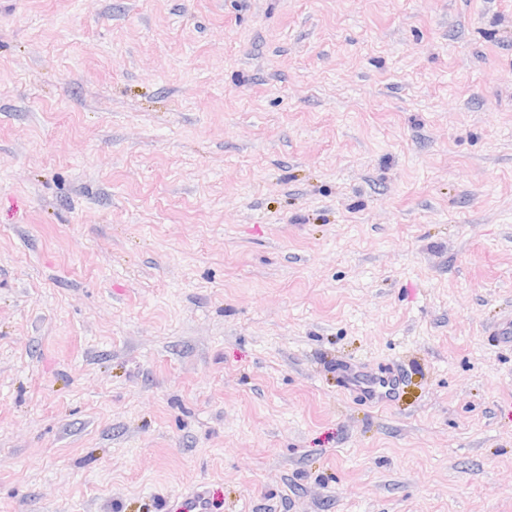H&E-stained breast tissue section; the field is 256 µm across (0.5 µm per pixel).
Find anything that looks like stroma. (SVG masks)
Instances as JSON below:
<instances>
[{"label": "stroma", "instance_id": "1", "mask_svg": "<svg viewBox=\"0 0 512 512\" xmlns=\"http://www.w3.org/2000/svg\"><path fill=\"white\" fill-rule=\"evenodd\" d=\"M511 311L512 0H0V512H512ZM337 370L347 387L359 391L370 402L382 404L389 401L398 390L399 377L391 370L369 372L354 370L350 365H340ZM201 487L190 488L171 497L165 505V512H207L208 497Z\"/></svg>", "mask_w": 512, "mask_h": 512}]
</instances>
